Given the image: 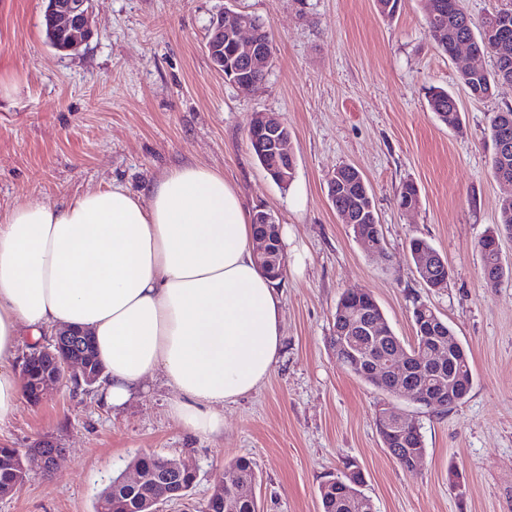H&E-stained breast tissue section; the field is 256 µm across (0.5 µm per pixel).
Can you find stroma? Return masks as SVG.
I'll return each mask as SVG.
<instances>
[{
    "label": "stroma",
    "instance_id": "obj_1",
    "mask_svg": "<svg viewBox=\"0 0 512 512\" xmlns=\"http://www.w3.org/2000/svg\"><path fill=\"white\" fill-rule=\"evenodd\" d=\"M225 0H94L93 36L62 53L45 42V0H0V208L58 204L119 182L140 191L168 169L221 171L248 212L265 209L291 237L282 293L283 351L267 380L224 407V432L189 433L169 413L161 375L119 409L103 391L64 383L39 406L20 402L0 445L49 437L62 448L51 475L30 470L0 512H93L99 493L140 454L187 459L191 495L162 512H198L213 485L250 457L260 512H321L319 486L354 461L377 512H512V277L487 287L479 238L499 222L512 185L491 174L492 113L512 107V84L471 98L459 81L466 56L448 57L427 35L425 0H401L395 18L374 0H235L259 17L276 51L262 87L225 82L204 52L209 19ZM459 103L451 129L427 91ZM287 123L296 159L281 187L250 150L254 113ZM354 165L372 187L383 253L341 223L327 180ZM419 189L411 211L403 182ZM426 238L448 263V285L428 288L408 253ZM372 293L395 333L412 342L410 315L440 312L468 351L472 389L438 412L382 394L348 373L329 337L337 300ZM386 407L422 427L427 454L411 471L383 447L375 413Z\"/></svg>",
    "mask_w": 512,
    "mask_h": 512
}]
</instances>
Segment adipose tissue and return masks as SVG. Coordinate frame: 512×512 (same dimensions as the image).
<instances>
[{
	"instance_id": "ef3b65f1",
	"label": "adipose tissue",
	"mask_w": 512,
	"mask_h": 512,
	"mask_svg": "<svg viewBox=\"0 0 512 512\" xmlns=\"http://www.w3.org/2000/svg\"><path fill=\"white\" fill-rule=\"evenodd\" d=\"M281 305L240 195L210 167H175L142 194L115 183L0 210V425L23 392L20 348L69 326L91 334L113 408L159 373L178 394L171 416L219 435L222 406L281 355Z\"/></svg>"
}]
</instances>
